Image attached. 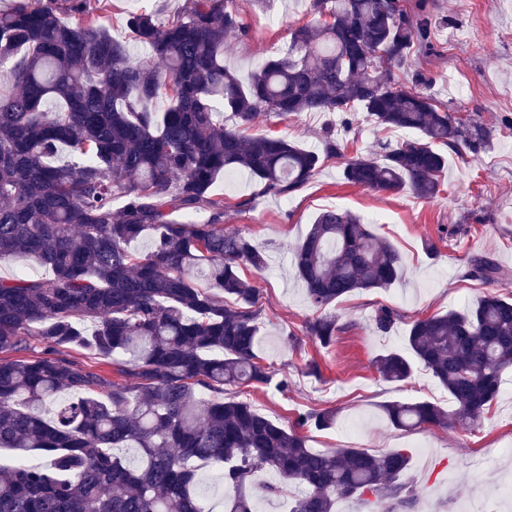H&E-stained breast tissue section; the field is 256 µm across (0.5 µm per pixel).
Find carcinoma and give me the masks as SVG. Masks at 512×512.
Wrapping results in <instances>:
<instances>
[{
    "mask_svg": "<svg viewBox=\"0 0 512 512\" xmlns=\"http://www.w3.org/2000/svg\"><path fill=\"white\" fill-rule=\"evenodd\" d=\"M159 20L128 15L147 61L89 19L87 0H13L0 10V254L35 257L51 275L0 277V448L39 450L42 462L0 464V512H206L199 471L224 470V512H253L243 492L251 473L270 469L274 493L301 485L290 512H333L335 500L371 493L408 504L413 489L401 450H314L294 429L260 414L224 386L267 385L256 354L258 289L241 266L265 260L248 239L224 230V199L212 193L225 172L255 177L262 191L288 195L328 158L342 156L334 133L320 152L275 135H247L261 112H365L420 138L357 157L344 179L421 198L440 191L444 146L477 155L492 129L452 116L416 73L396 81L421 37L399 0H310L314 18L291 32L286 49L248 80L224 66V39L246 28L228 0H187ZM86 21L70 23L68 17ZM165 97L167 109H153ZM233 125L217 119V107ZM67 146L73 157L59 162ZM121 194L120 209L112 199ZM152 246L134 253L144 234ZM292 264L309 303L324 309L359 290L388 288L403 275L397 249L348 212H320ZM207 268V285L194 273ZM471 274L509 277L489 257ZM92 323L87 332L86 323ZM322 346L340 331L333 315L307 321ZM43 348L33 356L27 337ZM88 349L116 367L81 366L62 348ZM406 350L379 355L376 370L404 382L419 364L448 391L453 409L428 401L382 405L404 431L474 427L512 369V301L495 293L462 311L413 321ZM311 410L301 427L333 425ZM138 448L132 466L113 453Z\"/></svg>",
    "mask_w": 512,
    "mask_h": 512,
    "instance_id": "cac0c4a2",
    "label": "carcinoma"
}]
</instances>
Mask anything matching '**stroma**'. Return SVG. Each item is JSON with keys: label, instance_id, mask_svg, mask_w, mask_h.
I'll return each instance as SVG.
<instances>
[{"label": "stroma", "instance_id": "35a3bbf8", "mask_svg": "<svg viewBox=\"0 0 512 512\" xmlns=\"http://www.w3.org/2000/svg\"><path fill=\"white\" fill-rule=\"evenodd\" d=\"M412 18L426 20L425 35L398 69L430 79L431 96L454 116L475 119L493 130L478 155L452 153L438 195L423 199L404 190L389 195L357 187L343 177V161L375 155L379 142L416 139L413 131L377 125L364 112H302L258 116L252 134H275L300 146L321 149L327 129L344 147L343 158L325 162L302 188L286 195L262 192L246 172L224 175L213 187L224 199V228L248 238L268 269L245 268L242 276L259 290L257 354L272 380L262 388L230 387L227 396L249 402L285 427L313 409H334L327 429L303 428L308 447L359 448L377 454L402 449L410 456L407 479L412 504L376 502L373 496L338 499L336 512H493L494 493L512 482V370L502 376L496 404L481 425L404 432L387 421L391 401L426 400L451 409L447 391L423 367L405 382L383 380L374 359L404 346L411 321L460 310L488 293L512 298V277L495 284L471 274L475 256L493 258L512 273V0H401ZM186 0H91L99 21L130 56L144 58L145 46L126 28L129 13L142 10L166 19ZM309 0H233L247 29L225 40L224 63L247 76L287 47L290 32L310 19ZM326 209L350 212L400 253L404 275L390 287L360 291L330 306L343 331L326 347L305 334L317 316L291 266V252L313 218ZM388 307L399 319L386 332L374 317ZM316 361L319 375L306 373Z\"/></svg>", "mask_w": 512, "mask_h": 512}]
</instances>
